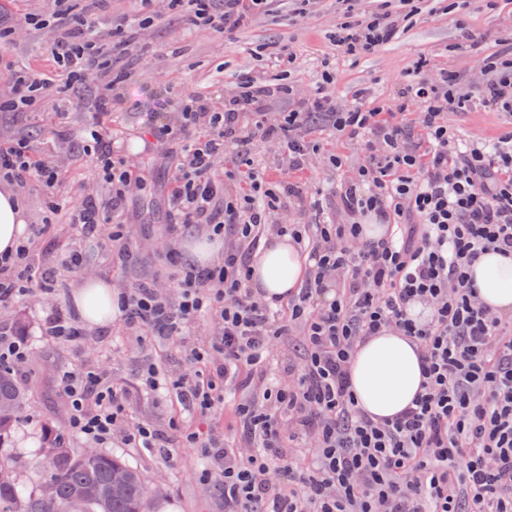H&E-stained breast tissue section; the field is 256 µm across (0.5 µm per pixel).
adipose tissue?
<instances>
[{"instance_id": "ef3b65f1", "label": "adipose tissue", "mask_w": 512, "mask_h": 512, "mask_svg": "<svg viewBox=\"0 0 512 512\" xmlns=\"http://www.w3.org/2000/svg\"><path fill=\"white\" fill-rule=\"evenodd\" d=\"M25 230L15 194L0 190V255L12 253ZM308 260L285 238L268 240L251 264V283L264 295L285 297L297 288ZM481 301L496 310L512 308V258L490 253L473 268ZM73 306L91 329L110 323L118 314L117 298L102 282H82L72 294ZM359 407L374 418L395 416L419 394L422 383L420 353L408 337L388 333L366 339L349 369Z\"/></svg>"}]
</instances>
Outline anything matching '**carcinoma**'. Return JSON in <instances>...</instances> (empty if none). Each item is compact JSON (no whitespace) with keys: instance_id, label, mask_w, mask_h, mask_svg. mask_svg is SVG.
Returning a JSON list of instances; mask_svg holds the SVG:
<instances>
[{"instance_id":"1","label":"carcinoma","mask_w":512,"mask_h":512,"mask_svg":"<svg viewBox=\"0 0 512 512\" xmlns=\"http://www.w3.org/2000/svg\"><path fill=\"white\" fill-rule=\"evenodd\" d=\"M24 399L13 374L0 367V445L11 437ZM43 440V460L35 462V470H44L37 493H25L12 471L0 466V512H152L146 480L122 459L100 451L76 455L49 425Z\"/></svg>"}]
</instances>
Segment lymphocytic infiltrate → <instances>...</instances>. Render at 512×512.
I'll use <instances>...</instances> for the list:
<instances>
[{"instance_id":"f902f5d3","label":"lymphocytic infiltrate","mask_w":512,"mask_h":512,"mask_svg":"<svg viewBox=\"0 0 512 512\" xmlns=\"http://www.w3.org/2000/svg\"><path fill=\"white\" fill-rule=\"evenodd\" d=\"M40 2L43 17L26 22L51 25L50 63L1 73L0 112H35L62 93L68 110L93 106L80 142L104 193L70 204L60 171L23 140L0 145V182L38 184L53 213L122 257L123 206L141 179L100 117L121 111L139 79L126 59L160 52L139 30L182 16L226 40L273 0H134L136 13L109 25L105 0ZM343 2L341 57L373 54L404 30L405 15ZM481 55L478 81L420 61L395 103L359 86L343 109L329 59L302 94L288 81L296 53L274 42L264 68L216 94L162 97L143 127L172 159L169 234L204 230L221 239L223 257L182 264L175 297L151 286L117 295L120 320L139 341L181 348L179 375L162 357L139 373L140 386L164 391L174 409L168 432L129 423L125 390L72 367L57 373L68 435L167 458L177 444L199 449L212 463L202 478L218 480L224 512H512V320L481 302L469 274L488 252L512 257V51ZM95 74L103 84L90 101L84 83ZM476 105L502 114L507 131L462 138L448 115ZM261 143L277 149L282 167L259 162ZM316 155L349 177L313 188ZM367 224L386 225V235L365 238ZM42 232L30 225L15 253L0 256L1 308L53 293V284L18 275L30 270ZM272 235L291 238L311 261L285 300L250 284L252 257ZM203 319L219 332L196 345L189 336ZM384 332L417 345L424 382L411 407L379 421L357 406L349 366L363 341ZM285 336L297 337L298 356L276 354ZM219 406L232 414L231 434L201 435L196 420Z\"/></svg>"}]
</instances>
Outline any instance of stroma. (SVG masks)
<instances>
[{"label": "stroma", "mask_w": 512, "mask_h": 512, "mask_svg": "<svg viewBox=\"0 0 512 512\" xmlns=\"http://www.w3.org/2000/svg\"><path fill=\"white\" fill-rule=\"evenodd\" d=\"M418 8V14L409 19L406 31L389 46L355 63L338 60L336 96L339 101L349 99L351 91L359 85L371 87L377 99H393L405 72L422 59L435 69L478 74L480 58L462 48L455 14L445 13L442 0H420ZM295 9L294 0H282L274 12L260 17L241 32L233 45L222 44L203 32L188 34L187 22L180 17L159 23L151 37L162 45L163 53L158 59L136 62L141 76L130 91L126 110L115 119L116 128L129 141L139 140V114L151 107L156 91L167 87L176 94L201 89L204 79L219 69L223 70L225 81H233L240 70L260 66L257 50L271 41L292 45L300 66L292 73L291 80L299 91L311 90L317 80V62L334 53L332 35L337 23L343 21L345 9L338 0H321L316 12L300 18L295 17ZM0 10L18 19L5 61L45 64L50 30L36 32L27 27L22 20L23 0H0ZM466 24L470 30L483 34L485 52L497 51L503 40L512 38V0H496L491 7L484 0H474ZM59 110L58 100L52 98L38 112L0 114V143L23 139L35 147H46L45 161L64 175L61 193L78 203L97 190L88 163L74 144L87 116L72 112L62 119ZM449 120L462 134L487 140L496 139L507 129L501 114L480 106L450 115ZM131 161L146 169L148 176L142 189L125 205L131 242L123 259L75 239L63 218L50 215L48 199L37 185L16 193L26 224L45 226L35 244L31 266L37 274L57 280L60 287L55 299L35 294L12 307L0 308V324H24L31 342L29 365L16 375L27 399L11 443L0 449V459L32 491L39 484L33 462L38 456L45 424L62 430L67 423L65 400L55 381L60 369L78 366L88 371H105L111 382L129 391L126 416L130 422L150 424L160 430L168 426L169 412L159 407L154 397L139 390L136 376L142 360L159 352L165 353L171 368H179V349L162 350L155 344L139 343L115 322L100 329L84 330L78 348L48 341L42 334L45 315L52 306L73 314L71 294L75 285L84 281L105 279L117 291L153 284L161 293H168L169 282L178 271L170 258L171 252H184L187 243L198 240L195 232L176 240L170 239L167 233L169 220L164 195L171 171L165 155L154 149L133 155ZM65 249L82 254V268L57 269V257ZM114 454L139 470L151 488L163 491L164 496L154 503L153 512H224V497L217 483L199 479L201 471L210 468L211 463L197 449H177L169 459L139 448H118Z\"/></svg>", "instance_id": "35a3bbf8"}]
</instances>
